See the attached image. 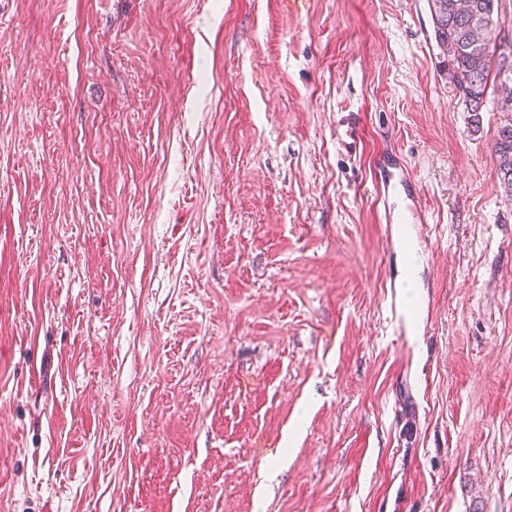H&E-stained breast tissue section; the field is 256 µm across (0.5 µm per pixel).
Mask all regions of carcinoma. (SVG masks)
<instances>
[{
    "label": "carcinoma",
    "instance_id": "carcinoma-1",
    "mask_svg": "<svg viewBox=\"0 0 512 512\" xmlns=\"http://www.w3.org/2000/svg\"><path fill=\"white\" fill-rule=\"evenodd\" d=\"M497 0H431L435 35L448 51L459 96L478 112L488 88L512 103V50L503 49ZM498 170L512 193V110H503L495 142Z\"/></svg>",
    "mask_w": 512,
    "mask_h": 512
}]
</instances>
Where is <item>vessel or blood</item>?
I'll use <instances>...</instances> for the list:
<instances>
[{"mask_svg":"<svg viewBox=\"0 0 512 512\" xmlns=\"http://www.w3.org/2000/svg\"><path fill=\"white\" fill-rule=\"evenodd\" d=\"M376 186L384 197L382 221L386 224L401 223L404 216H411L413 223H425L426 215L415 206L416 192L408 168L398 161L381 155L376 163Z\"/></svg>","mask_w":512,"mask_h":512,"instance_id":"vessel-or-blood-1","label":"vessel or blood"}]
</instances>
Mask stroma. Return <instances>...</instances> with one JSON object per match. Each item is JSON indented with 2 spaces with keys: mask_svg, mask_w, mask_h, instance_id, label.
Here are the masks:
<instances>
[{
  "mask_svg": "<svg viewBox=\"0 0 512 512\" xmlns=\"http://www.w3.org/2000/svg\"><path fill=\"white\" fill-rule=\"evenodd\" d=\"M430 6L8 0L0 512H512L500 109ZM391 155L397 158L393 153ZM391 155H381L375 166L376 186L385 203L382 223L402 224L406 211L412 218V224H427L425 211L418 212L415 206L417 193L407 166L400 161H390Z\"/></svg>",
  "mask_w": 512,
  "mask_h": 512,
  "instance_id": "stroma-1",
  "label": "stroma"
}]
</instances>
